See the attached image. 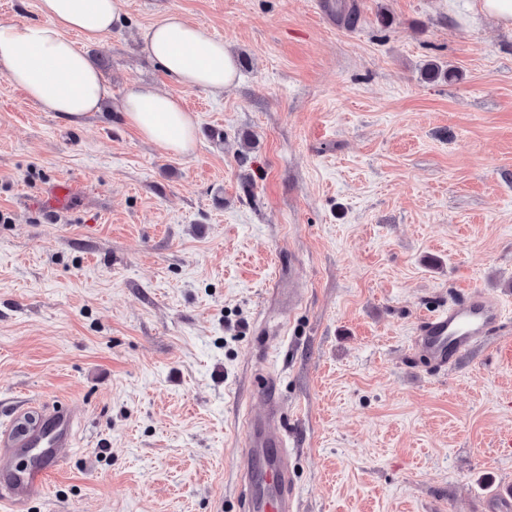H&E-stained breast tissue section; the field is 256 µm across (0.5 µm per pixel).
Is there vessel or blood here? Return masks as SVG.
<instances>
[{
    "label": "vessel or blood",
    "mask_w": 512,
    "mask_h": 512,
    "mask_svg": "<svg viewBox=\"0 0 512 512\" xmlns=\"http://www.w3.org/2000/svg\"><path fill=\"white\" fill-rule=\"evenodd\" d=\"M503 321L500 301L478 289L468 291L448 309L423 318L412 342L413 350L438 372L452 369L485 338L499 331ZM276 381L262 380L253 394L263 411L247 425L246 446L238 464L244 477H260L264 494L256 499L241 494L243 512H296V491L291 481L286 433ZM38 421L26 429H0V512H26L41 496L46 477L68 463L76 451L79 407L46 406Z\"/></svg>",
    "instance_id": "obj_1"
}]
</instances>
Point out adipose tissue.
Wrapping results in <instances>:
<instances>
[{"mask_svg":"<svg viewBox=\"0 0 512 512\" xmlns=\"http://www.w3.org/2000/svg\"><path fill=\"white\" fill-rule=\"evenodd\" d=\"M123 0H39L37 23H0V75L22 88L40 110L79 122L112 96L78 47L121 27ZM143 52L179 86L223 94L237 75V61L223 39L172 10L142 29ZM121 111L148 141L174 154L195 145L196 118L182 99L147 83L130 85Z\"/></svg>","mask_w":512,"mask_h":512,"instance_id":"obj_1","label":"adipose tissue"}]
</instances>
